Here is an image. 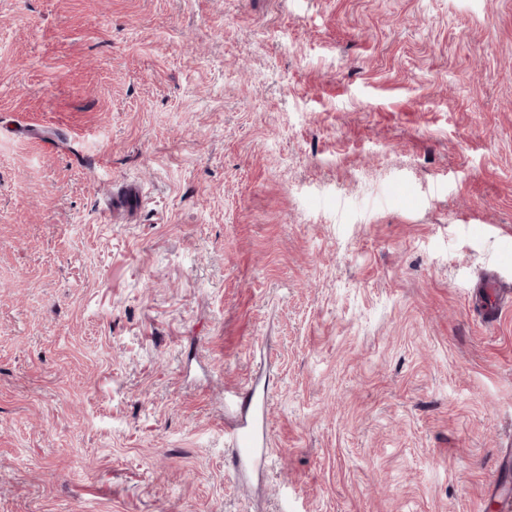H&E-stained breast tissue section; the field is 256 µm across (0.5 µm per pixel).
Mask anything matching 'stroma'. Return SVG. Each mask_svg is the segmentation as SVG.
Instances as JSON below:
<instances>
[{
  "label": "stroma",
  "instance_id": "obj_1",
  "mask_svg": "<svg viewBox=\"0 0 512 512\" xmlns=\"http://www.w3.org/2000/svg\"><path fill=\"white\" fill-rule=\"evenodd\" d=\"M494 273L512 0H0V512H492ZM255 393L256 388L251 379L224 390V410L237 409L241 415V420L225 435L236 449L237 460L245 465L253 462L259 452V461L267 459L266 456L262 458V449H258L264 438V398L260 399Z\"/></svg>",
  "mask_w": 512,
  "mask_h": 512
}]
</instances>
